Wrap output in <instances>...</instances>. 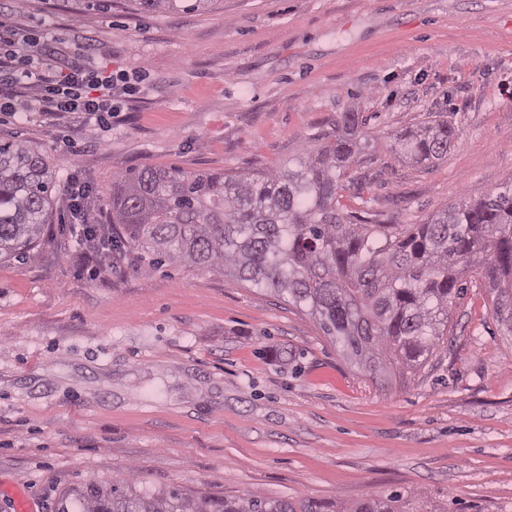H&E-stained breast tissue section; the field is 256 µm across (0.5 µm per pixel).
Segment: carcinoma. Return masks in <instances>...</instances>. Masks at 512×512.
Listing matches in <instances>:
<instances>
[{
	"mask_svg": "<svg viewBox=\"0 0 512 512\" xmlns=\"http://www.w3.org/2000/svg\"><path fill=\"white\" fill-rule=\"evenodd\" d=\"M143 14L209 8L213 0H131ZM358 113L342 112L323 143L268 172L187 175L173 168L121 172L112 180V223L156 263H189L305 307L323 334L371 379L415 369L448 332L461 274L477 268L493 310L512 333V187L459 202L391 235L354 224L338 206L340 177L358 151ZM458 133L430 119L398 139L415 163L448 157ZM57 191L42 154L0 140V260L25 261ZM430 512L398 494L335 508L311 497H218L135 479L67 491L56 512Z\"/></svg>",
	"mask_w": 512,
	"mask_h": 512,
	"instance_id": "obj_1",
	"label": "carcinoma"
}]
</instances>
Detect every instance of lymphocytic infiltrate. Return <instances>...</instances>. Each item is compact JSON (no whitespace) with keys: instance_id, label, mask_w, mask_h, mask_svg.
<instances>
[{"instance_id":"1","label":"lymphocytic infiltrate","mask_w":512,"mask_h":512,"mask_svg":"<svg viewBox=\"0 0 512 512\" xmlns=\"http://www.w3.org/2000/svg\"><path fill=\"white\" fill-rule=\"evenodd\" d=\"M50 33L38 35L0 24V112H25L52 122L94 116L107 123L115 101L128 94L121 74L92 65L81 51L56 65Z\"/></svg>"}]
</instances>
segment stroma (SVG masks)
<instances>
[{
	"label": "stroma",
	"mask_w": 512,
	"mask_h": 512,
	"mask_svg": "<svg viewBox=\"0 0 512 512\" xmlns=\"http://www.w3.org/2000/svg\"><path fill=\"white\" fill-rule=\"evenodd\" d=\"M0 20L133 78L110 124L0 112V139L89 183L273 170L356 110L338 192L356 224L395 233L512 182V0H214L144 16L128 0H0ZM443 116L459 137L431 167L397 139ZM55 197L25 262L0 261V512H54L80 483L336 505L398 492L438 512H512V335L477 271L448 334L403 382L350 364L306 310L224 274L159 265L131 243L89 273Z\"/></svg>",
	"instance_id": "stroma-1"
}]
</instances>
